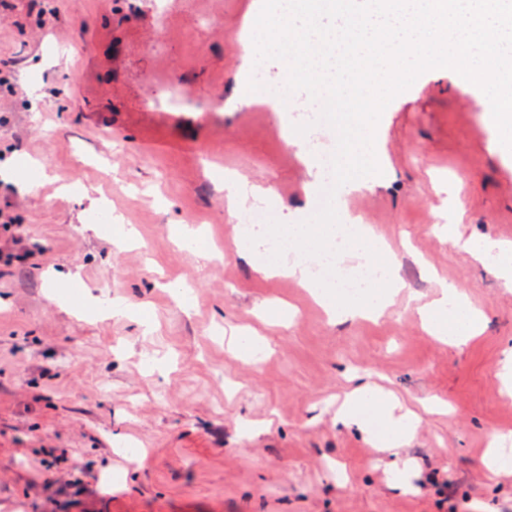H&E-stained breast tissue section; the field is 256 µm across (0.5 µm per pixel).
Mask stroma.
I'll return each mask as SVG.
<instances>
[{
  "instance_id": "obj_1",
  "label": "stroma",
  "mask_w": 512,
  "mask_h": 512,
  "mask_svg": "<svg viewBox=\"0 0 512 512\" xmlns=\"http://www.w3.org/2000/svg\"><path fill=\"white\" fill-rule=\"evenodd\" d=\"M262 0H0V512H512L499 393L512 289L441 227L512 245V160L479 90L426 71L383 111L381 176L345 209L389 244L403 292L330 319L238 248L263 206L313 216V144L267 96L239 101ZM263 188L228 206L226 180ZM460 288L482 335L438 340L417 309ZM412 413L384 450L336 413L360 383Z\"/></svg>"
}]
</instances>
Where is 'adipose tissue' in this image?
<instances>
[{"label":"adipose tissue","instance_id":"adipose-tissue-1","mask_svg":"<svg viewBox=\"0 0 512 512\" xmlns=\"http://www.w3.org/2000/svg\"><path fill=\"white\" fill-rule=\"evenodd\" d=\"M448 238L454 245L472 254L497 258L503 285L512 288V248L491 240L476 242L463 238L453 224L448 227ZM422 317L434 334L448 339L453 345L465 342L483 324L481 314L469 305L459 289L451 285L443 286L440 298L424 309ZM366 407L371 408L385 423L391 433L385 445L387 448H394L397 434L411 427V418L395 414L388 396L377 392L369 384L364 385L359 394L352 396L341 416L346 422L362 424V410Z\"/></svg>","mask_w":512,"mask_h":512}]
</instances>
